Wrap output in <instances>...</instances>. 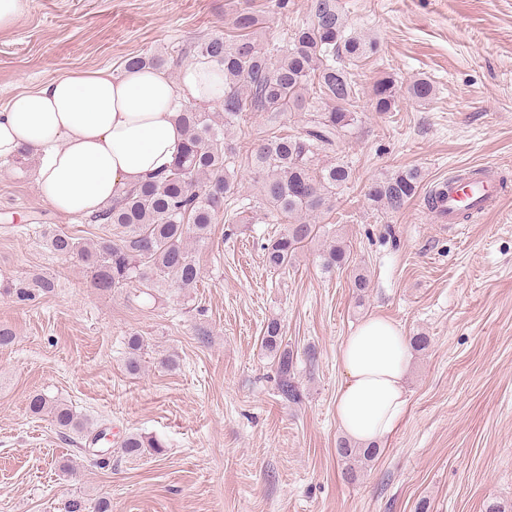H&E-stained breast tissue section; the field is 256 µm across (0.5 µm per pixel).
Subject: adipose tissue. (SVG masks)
<instances>
[{
  "label": "adipose tissue",
  "instance_id": "obj_1",
  "mask_svg": "<svg viewBox=\"0 0 512 512\" xmlns=\"http://www.w3.org/2000/svg\"><path fill=\"white\" fill-rule=\"evenodd\" d=\"M223 97V70L205 62L183 67L175 81L149 68L67 73L0 108V161L29 153L41 197L59 212L92 216L170 169L185 139L184 105ZM410 357L407 336L385 318L366 319L345 337L335 413L351 441L368 447L395 431Z\"/></svg>",
  "mask_w": 512,
  "mask_h": 512
}]
</instances>
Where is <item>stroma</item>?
Listing matches in <instances>:
<instances>
[{"label":"stroma","instance_id":"35a3bbf8","mask_svg":"<svg viewBox=\"0 0 512 512\" xmlns=\"http://www.w3.org/2000/svg\"><path fill=\"white\" fill-rule=\"evenodd\" d=\"M340 3L350 30L377 42L355 69L360 85L389 75L403 92L387 113L362 100L336 153L354 176L321 218L348 246L333 273L321 269L320 241L288 269H267L263 246L280 227L247 215L215 221L195 253L194 287L103 292L42 237L50 228L89 243L103 226L45 202L33 164L0 162V326L15 335L0 348V512H65L73 499L107 501L110 512H512V195L455 234L424 205L472 166L512 184V0ZM245 5L263 18L262 38L280 41L309 18L311 0H288L282 13L270 0H25L0 31V106L71 71L122 72L133 55L163 56L178 76L170 58L230 31ZM418 78L435 87L429 102L404 92ZM410 168L421 183L402 211L366 204L369 182ZM359 270L370 281L360 303L350 288ZM40 279L53 292L36 291ZM19 288L32 296L18 299ZM370 316L428 344L412 353L397 430L352 481L336 453L339 347ZM273 318L297 356V404L282 400L261 347ZM133 335L145 343L135 373ZM35 393L63 400L111 442L62 438L30 413ZM131 431L161 439L162 451L114 449ZM96 449L110 453L108 467L95 465Z\"/></svg>","mask_w":512,"mask_h":512}]
</instances>
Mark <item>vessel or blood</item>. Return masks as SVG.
<instances>
[{
    "label": "vessel or blood",
    "mask_w": 512,
    "mask_h": 512,
    "mask_svg": "<svg viewBox=\"0 0 512 512\" xmlns=\"http://www.w3.org/2000/svg\"><path fill=\"white\" fill-rule=\"evenodd\" d=\"M444 197L433 210L442 230L458 229L464 214H484L500 201L503 185L486 169L476 168L461 176H451L439 185Z\"/></svg>",
    "instance_id": "vessel-or-blood-1"
}]
</instances>
